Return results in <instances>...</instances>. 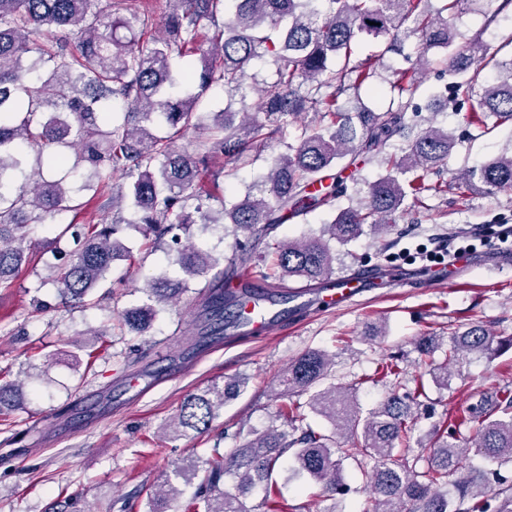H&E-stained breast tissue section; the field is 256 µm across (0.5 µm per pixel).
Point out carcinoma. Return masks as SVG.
<instances>
[{"mask_svg":"<svg viewBox=\"0 0 512 512\" xmlns=\"http://www.w3.org/2000/svg\"><path fill=\"white\" fill-rule=\"evenodd\" d=\"M172 10L167 34L152 33L150 0H113L103 21L95 0H0V286L8 288L30 253L27 227L48 215L83 208L78 195L92 189L108 195L112 208L131 207L152 240L167 239L175 262L188 279L202 280L200 293L208 314L224 317V272L211 274L220 259L191 243L194 224L229 220L241 233L228 267L251 283L278 288L289 278L317 283L332 274L336 254L323 237L271 238L276 226L317 209L337 210L324 233L339 242L359 236L368 224L382 236L394 230L405 201L441 191L439 178L455 145L447 130L429 125L406 134L407 113L419 117L413 101L431 65L428 54L449 51L444 72L453 90L470 102L471 122L488 128L487 119L512 123V57L497 58L481 34L461 37L448 17L466 0H168ZM224 22L216 24L218 15ZM64 32L65 38L32 43L35 29ZM383 39L381 51L363 59L354 47L363 36ZM417 39L416 59L393 71L396 108L350 112L340 101L358 99L359 89L377 74L386 53L400 50L401 36ZM273 55L276 79L258 83L254 67ZM199 57L192 71L174 58ZM494 71L490 79L482 76ZM224 86L229 106L209 121L196 112L201 97ZM256 98L257 111L237 112ZM319 115L320 126L305 128L295 143L288 126L303 112ZM194 133L197 151L176 150V140ZM407 139L403 154L390 158L391 172L368 185L359 207L336 209L347 196L341 172L383 154L390 139ZM284 144L257 185L258 194L215 214L199 191L201 171L215 156L235 164L254 147ZM53 150L63 164L75 161L59 178L44 176L41 158ZM411 172L402 183L397 174ZM128 178L118 186L114 174ZM480 183L490 192H512V155L460 172L456 187L465 193ZM122 219L98 224L64 225L56 239L72 247L59 252L56 281L67 303L83 304L112 275V262L131 257L116 237ZM189 290L187 279L157 277L149 284L150 302L122 314V324L143 333L158 310ZM512 347V336L496 340L492 330L470 325L452 336L443 362L432 374L446 386L451 366L472 353ZM333 355L312 350L288 364L280 384L293 398L277 416L291 431H252L241 444L214 448L207 468L183 512H253L246 496L259 486L265 497L259 512H296L283 499L275 474L283 460L310 478L323 496L350 492L342 462L357 450L373 460L365 473L370 493L366 512H512V497L492 492L490 476L512 464V391H502L499 408L484 400L470 404L461 424L472 437L462 440L457 426L433 425L429 447L415 451L411 433L419 418V396L392 385L388 396L361 414L355 387L324 385ZM19 385H0V416L20 408ZM240 385L214 383L180 403L169 427L186 436L209 430L224 402ZM306 400H301V397ZM323 416L328 433L307 422L305 409ZM345 447H339L338 438ZM235 479L233 490L220 484ZM456 475L455 494L448 476ZM180 495L169 483L153 494L151 512H170Z\"/></svg>","mask_w":512,"mask_h":512,"instance_id":"cac0c4a2","label":"carcinoma"}]
</instances>
